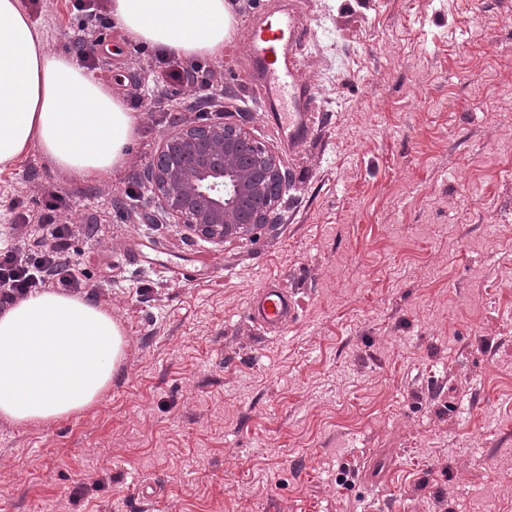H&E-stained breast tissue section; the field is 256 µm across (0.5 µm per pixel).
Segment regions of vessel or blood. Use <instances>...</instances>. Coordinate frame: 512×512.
<instances>
[{
	"label": "vessel or blood",
	"instance_id": "1",
	"mask_svg": "<svg viewBox=\"0 0 512 512\" xmlns=\"http://www.w3.org/2000/svg\"><path fill=\"white\" fill-rule=\"evenodd\" d=\"M305 38V31L293 19L281 17L252 27L245 45L246 57L267 76L266 90L288 102L282 133L292 148L304 142L314 129L315 89L301 81L297 65H281L280 57L285 48ZM247 316L257 328L282 332L296 316V302L285 289L267 286L257 291Z\"/></svg>",
	"mask_w": 512,
	"mask_h": 512
}]
</instances>
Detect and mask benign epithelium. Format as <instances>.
<instances>
[{
  "instance_id": "7a95c632",
  "label": "benign epithelium",
  "mask_w": 512,
  "mask_h": 512,
  "mask_svg": "<svg viewBox=\"0 0 512 512\" xmlns=\"http://www.w3.org/2000/svg\"><path fill=\"white\" fill-rule=\"evenodd\" d=\"M145 180L169 223L207 240L243 242L268 223L285 173L277 156L244 125L201 122L164 136Z\"/></svg>"
}]
</instances>
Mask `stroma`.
<instances>
[{"mask_svg":"<svg viewBox=\"0 0 512 512\" xmlns=\"http://www.w3.org/2000/svg\"><path fill=\"white\" fill-rule=\"evenodd\" d=\"M234 2L236 40L205 76L287 180L279 223L215 244L139 184L197 120L188 90L153 85L162 63L119 26L20 0L51 50L93 47L139 136L105 178L36 149L0 170V242L39 236L20 209L93 225L68 252L127 339L93 409L0 420V512H512V0ZM291 9L316 90L292 150L241 46ZM270 283L297 302L282 333L247 318Z\"/></svg>","mask_w":512,"mask_h":512,"instance_id":"1","label":"stroma"}]
</instances>
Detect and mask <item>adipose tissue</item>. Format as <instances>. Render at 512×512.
I'll use <instances>...</instances> for the list:
<instances>
[{
  "label": "adipose tissue",
  "mask_w": 512,
  "mask_h": 512,
  "mask_svg": "<svg viewBox=\"0 0 512 512\" xmlns=\"http://www.w3.org/2000/svg\"><path fill=\"white\" fill-rule=\"evenodd\" d=\"M135 41L187 59L223 54L235 33L230 0H110ZM137 136L124 99L49 50L19 0H0V165L39 150L60 171L106 177L122 170ZM126 339L110 311L42 291L0 312V419L49 425L99 402Z\"/></svg>",
  "instance_id": "1"
}]
</instances>
